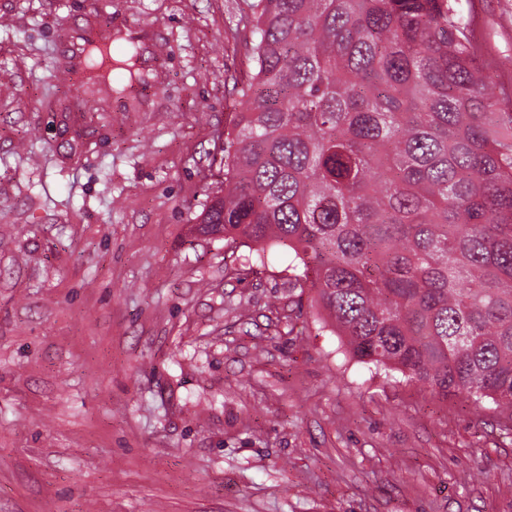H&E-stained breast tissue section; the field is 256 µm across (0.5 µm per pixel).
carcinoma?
Listing matches in <instances>:
<instances>
[{
  "label": "carcinoma",
  "instance_id": "cac0c4a2",
  "mask_svg": "<svg viewBox=\"0 0 512 512\" xmlns=\"http://www.w3.org/2000/svg\"><path fill=\"white\" fill-rule=\"evenodd\" d=\"M194 232L284 246L357 361L512 424V113L453 0H252Z\"/></svg>",
  "mask_w": 512,
  "mask_h": 512
}]
</instances>
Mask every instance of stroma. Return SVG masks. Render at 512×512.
I'll list each match as a JSON object with an SVG mask.
<instances>
[{
	"instance_id": "obj_1",
	"label": "stroma",
	"mask_w": 512,
	"mask_h": 512,
	"mask_svg": "<svg viewBox=\"0 0 512 512\" xmlns=\"http://www.w3.org/2000/svg\"><path fill=\"white\" fill-rule=\"evenodd\" d=\"M93 0H0V512H512L493 406L375 373L284 248L193 235L246 0H94L146 85L50 82ZM512 112V0H455Z\"/></svg>"
}]
</instances>
